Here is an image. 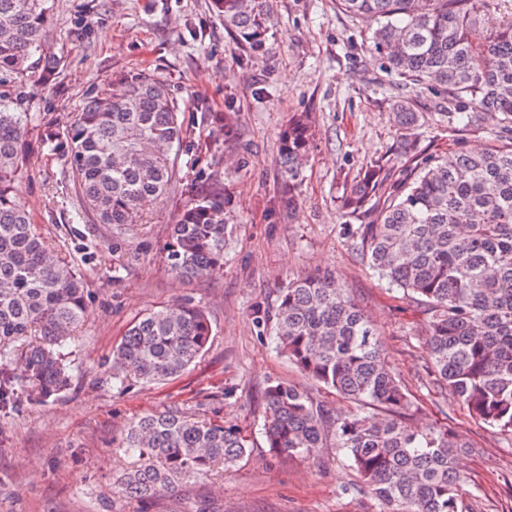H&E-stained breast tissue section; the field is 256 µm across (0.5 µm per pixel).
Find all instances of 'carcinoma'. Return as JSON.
<instances>
[{"label":"carcinoma","instance_id":"carcinoma-1","mask_svg":"<svg viewBox=\"0 0 512 512\" xmlns=\"http://www.w3.org/2000/svg\"><path fill=\"white\" fill-rule=\"evenodd\" d=\"M353 17L375 21L370 49L404 88L434 82L448 102L467 101L479 127L502 123L493 145L440 163L410 141L419 119L404 95L395 101L404 149V183L380 195L383 166H370L344 200L366 224H344L361 259L426 314L430 383L479 422L512 434V21L479 35L489 0H338ZM224 27L254 52L264 47L266 0H212ZM49 0H0V410L42 405L65 391L66 350L82 327L87 288L75 267L46 247L14 184L24 169L28 125H43L40 144L65 157L78 185L79 221L123 227L170 191L174 148L183 143L180 112L167 85L151 75L124 78L90 97L61 132L26 112L28 92L7 81L61 58L47 51ZM309 115L283 133L281 175L293 184L312 138ZM221 187L189 192L168 251L172 274L208 278L224 269L237 225L229 223ZM257 324L273 322L277 348L303 375L353 402L336 412L283 381L266 387L264 434L275 456L342 451L378 512H463L461 454L479 449L447 427L406 423L411 395L387 357L382 332L331 271L292 276L274 313L257 305ZM212 335L190 298L138 317L112 352V381L151 385L188 370ZM26 378L12 373L14 361ZM120 447L139 458L123 493L148 501L185 478L234 466L248 452L235 426L179 408L133 421Z\"/></svg>","mask_w":512,"mask_h":512}]
</instances>
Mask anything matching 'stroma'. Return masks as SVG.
Returning <instances> with one entry per match:
<instances>
[{"label": "stroma", "mask_w": 512, "mask_h": 512, "mask_svg": "<svg viewBox=\"0 0 512 512\" xmlns=\"http://www.w3.org/2000/svg\"><path fill=\"white\" fill-rule=\"evenodd\" d=\"M49 45L63 64L36 78L28 109L69 126L86 97L117 76L146 73L167 83L186 130L175 154V186L146 206L126 230L93 217L72 224L78 190L64 157L30 149L15 188L45 242L77 269L89 290L88 315L71 347L70 385L39 406L0 411V512H375L348 488L356 472L342 452L275 457L263 434V392L285 381L342 412L349 402L327 393L259 331L254 306L273 311L288 277L332 270L386 338L387 351L418 409L411 426L445 425L479 452L461 455L466 512H512V436L470 417L437 393L426 375L425 314L389 288L340 233L363 214L342 200L367 164L384 166L386 190L402 181L391 161L400 146L393 104L400 79L368 51L372 23L338 10L336 0H269L265 49L255 53L224 28L211 0H50ZM420 115L417 150L437 159L492 144L497 118L463 126L460 103L432 86L411 89ZM211 112L202 120V112ZM233 113L235 134H220ZM310 113L314 136L294 184L281 177L280 138L294 114ZM219 183L238 230L222 272L198 280L167 266L171 226L187 186ZM295 210L283 209L287 195ZM103 252L85 260L82 244ZM189 296L212 326L207 349L164 383L121 387L112 381V350L149 309ZM177 407L218 417L243 430L249 451L236 466L192 478L141 502L119 490L134 464L117 448L120 428L146 412Z\"/></svg>", "instance_id": "obj_1"}]
</instances>
